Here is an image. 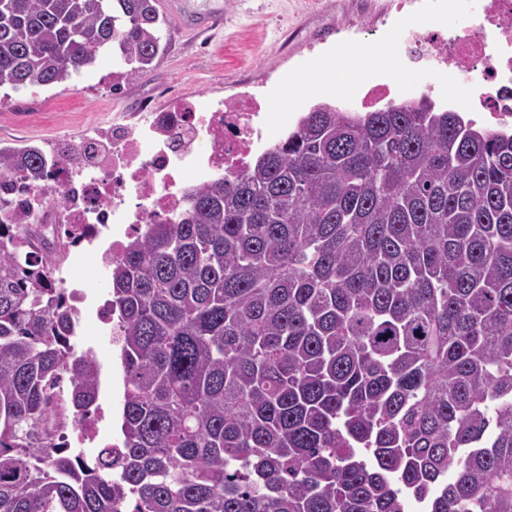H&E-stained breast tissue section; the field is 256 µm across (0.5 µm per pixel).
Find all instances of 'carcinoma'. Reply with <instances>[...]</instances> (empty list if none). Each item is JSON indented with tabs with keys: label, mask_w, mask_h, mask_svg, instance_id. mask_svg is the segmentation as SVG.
Instances as JSON below:
<instances>
[{
	"label": "carcinoma",
	"mask_w": 512,
	"mask_h": 512,
	"mask_svg": "<svg viewBox=\"0 0 512 512\" xmlns=\"http://www.w3.org/2000/svg\"><path fill=\"white\" fill-rule=\"evenodd\" d=\"M169 37L158 0H0V85L105 52L144 78ZM44 157L0 149V179ZM109 287L122 448L79 467L39 428L63 378L71 421L98 410L99 365L0 230V512H512V130L319 102Z\"/></svg>",
	"instance_id": "carcinoma-1"
}]
</instances>
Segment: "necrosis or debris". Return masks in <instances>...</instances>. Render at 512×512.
Instances as JSON below:
<instances>
[{
  "instance_id": "obj_1",
  "label": "necrosis or debris",
  "mask_w": 512,
  "mask_h": 512,
  "mask_svg": "<svg viewBox=\"0 0 512 512\" xmlns=\"http://www.w3.org/2000/svg\"><path fill=\"white\" fill-rule=\"evenodd\" d=\"M469 27L411 30V60L434 71L448 68L473 111L496 129H512V0H475ZM182 93L163 91L144 112L115 113L108 128L79 143L60 141L48 175L18 188L0 181V223L17 224L25 245L60 249L55 284L67 303L108 323L106 306L72 288L78 259L95 255L99 271L120 261L126 243L145 225L176 221L186 190L247 171L253 156L271 147L268 127L282 115L254 95L219 100L200 111Z\"/></svg>"
}]
</instances>
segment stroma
Here are the masks:
<instances>
[{
	"label": "stroma",
	"instance_id": "1",
	"mask_svg": "<svg viewBox=\"0 0 512 512\" xmlns=\"http://www.w3.org/2000/svg\"><path fill=\"white\" fill-rule=\"evenodd\" d=\"M187 8L223 16L211 31L192 33L179 27L176 10ZM160 10L171 25V38L155 70L147 77L123 83L119 91L99 87V76L112 65L103 56L84 70L80 79H68L28 90L0 86V99L11 101L12 112L0 115V147L36 146L51 151L58 135L79 138L107 124L113 107L142 111L162 87L191 85L199 109L214 100L248 92L269 98L272 88L294 87L298 73L328 56L344 42L360 50L358 59L345 62L347 73L367 70L368 78L335 89L329 103L359 109L367 88L393 83L396 100L430 95L437 105L471 116L468 100L458 91L456 76L448 71L430 74L428 68L407 66L392 76L372 69L369 53L386 47L401 56L400 29L416 24L410 10H397L396 0H160ZM110 328L90 321L86 335L77 337V350H93L100 366L98 403L106 412L94 443L72 444L70 451L94 461L112 440V415L120 411L123 393L112 388V367L119 361Z\"/></svg>",
	"mask_w": 512,
	"mask_h": 512
}]
</instances>
